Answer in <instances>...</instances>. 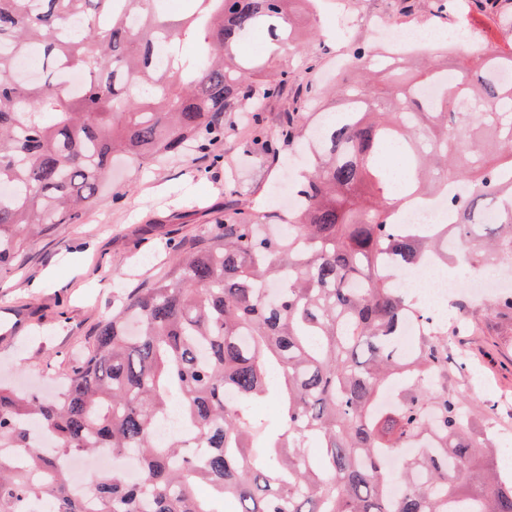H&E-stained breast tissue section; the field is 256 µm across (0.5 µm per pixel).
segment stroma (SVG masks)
<instances>
[{"instance_id": "stroma-1", "label": "stroma", "mask_w": 512, "mask_h": 512, "mask_svg": "<svg viewBox=\"0 0 512 512\" xmlns=\"http://www.w3.org/2000/svg\"><path fill=\"white\" fill-rule=\"evenodd\" d=\"M347 8L386 17L392 26H429L434 0H345ZM308 48H273L265 36L248 43L244 56L267 60L272 72L289 67L293 80L321 97L334 82L336 54L352 42L373 45L369 32L338 34L334 20L300 14ZM286 99L264 112L267 146L257 145L243 113L225 116L222 143L146 168L116 169L98 204L76 224L57 225L48 236L27 239L10 269L0 272V380L50 393L93 342L97 326L123 295L164 277L171 256L197 247L224 208L237 203L265 223V210L287 201L296 167L278 138ZM450 297L440 310L466 324L449 337L448 386L475 411V425L493 439H512V310L490 299L458 305L466 269L456 259L444 267Z\"/></svg>"}]
</instances>
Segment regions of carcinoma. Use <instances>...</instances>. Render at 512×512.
I'll list each match as a JSON object with an SVG mask.
<instances>
[{"mask_svg":"<svg viewBox=\"0 0 512 512\" xmlns=\"http://www.w3.org/2000/svg\"><path fill=\"white\" fill-rule=\"evenodd\" d=\"M309 2L186 0L171 21L162 0H0V270L28 237L77 223L115 157L141 167L215 145L227 113L282 95L288 72L275 81L239 50L257 32L289 40L295 5ZM159 36L172 46L162 66ZM187 40L193 60L178 51ZM349 55L363 80L340 90L342 103L311 113L298 92L281 119L289 145L317 137L288 233L233 208L100 322L58 394L0 384V512H512L499 449L448 391V332L387 270L446 261L450 231L478 270L512 260V181L501 179L512 111L499 109L512 105V82L499 80L512 48L461 61L436 108L419 91L441 68L408 81L368 47ZM389 145L408 162L398 199L381 162ZM459 181L469 191L447 198L451 223H397L406 201ZM270 399L276 420L257 414ZM174 408L186 431L161 442ZM102 448L134 453L138 478L95 470ZM66 456L92 468L83 494Z\"/></svg>","mask_w":512,"mask_h":512,"instance_id":"obj_1","label":"carcinoma"}]
</instances>
